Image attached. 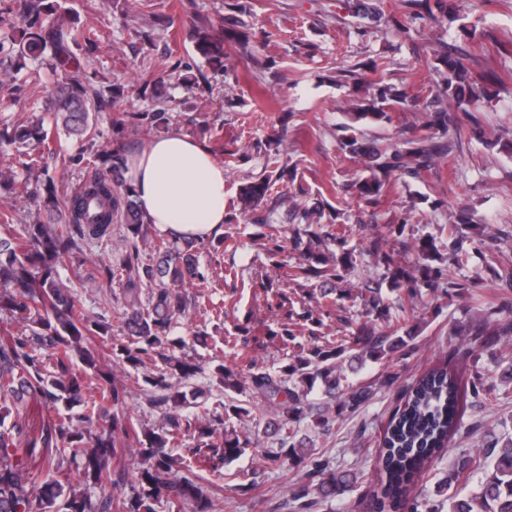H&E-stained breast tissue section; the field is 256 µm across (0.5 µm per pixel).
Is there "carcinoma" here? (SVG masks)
Instances as JSON below:
<instances>
[{
    "label": "carcinoma",
    "instance_id": "1",
    "mask_svg": "<svg viewBox=\"0 0 512 512\" xmlns=\"http://www.w3.org/2000/svg\"><path fill=\"white\" fill-rule=\"evenodd\" d=\"M228 14L200 16L193 36L194 52L217 70L226 67L224 42L242 33L239 16L246 13L241 0L226 4ZM402 14L396 18L398 31L419 20L448 17V0H400ZM19 18L23 26L16 27ZM450 18V17H448ZM457 17L450 18L454 22ZM96 42L95 33L84 27L66 7V0H11L0 12V54L3 58L32 57L47 62L53 81L41 75L28 82L30 95L48 91L52 108L24 124L0 129V150L15 153L18 165L35 176L37 206L53 215L51 224H8L6 209L0 210V313L21 327V333L0 338V512H112V497H93L70 483L43 477L50 469L72 467L106 491L119 483L109 459L117 450H126L129 426L123 404L126 383L104 372L89 337L108 336L112 362L151 403L168 406L165 424L137 440L133 454L138 458L137 476L127 500V512H155V503L166 490L181 499L189 512H222L203 472L218 463L228 464L240 457L252 441L237 432L230 420L245 421L252 409L243 403H229L214 414L199 401L202 392L181 390L178 382L202 373V367L186 354L189 343L175 336L178 319L188 306L186 289L198 288L214 277H230L233 269L221 263L203 265L197 240H156L148 236V224L137 209L133 189L123 178V145L104 147L96 155L94 170L81 191L69 194L61 183L42 174L43 154L61 133L74 137L75 152L58 157L63 167L84 159L85 143L96 129L98 114L111 109L124 96L125 86L95 84L87 68L92 61L80 60L77 51ZM437 64L429 70L425 86L429 93L423 103L425 133L399 143L378 144L352 125L342 126L343 149L368 158L370 176L359 182L357 194L365 203L376 200L393 175L417 177L436 160L452 154L466 137L462 127L448 136L450 106L467 105L475 112L485 97L484 86L470 80V58L443 49ZM388 63L373 61L375 80L367 87L369 102L360 103L356 119L372 123L390 120L394 105L407 102V93L384 83ZM163 109L114 112L112 134L121 139L125 131L145 132L168 125ZM295 173L278 154L266 156L265 170L257 179L241 187L250 201H260L278 182L294 183ZM124 220L123 261L119 265L101 263L99 277L120 288L118 302L126 316L113 335L111 325L88 315L80 305L74 286L63 281L60 270L80 256L93 241L111 236L112 220ZM291 228L294 249L303 242L317 243L339 252L326 255L312 251L304 261L291 264L288 252L278 244L286 231L280 224L263 222L260 236L273 244L268 258L291 280L332 282L352 264L346 248L347 230H336V208L311 220L307 211L295 215ZM453 255L462 261L464 241L457 224L446 225ZM490 279L505 291H512V268L487 266ZM365 302L378 317L386 318L390 307L382 289L366 288ZM279 308L285 310L281 328L275 335L283 343L296 339L288 328V297L280 294ZM508 316H503V313ZM419 327L402 318V325L390 334L360 329L335 343L324 338L300 350L278 370L257 371L256 361L247 351L237 353L239 367L213 366L212 373L224 389L262 397L274 407V418H256L255 426L276 436L279 448L263 456L271 467L303 470L307 483L290 486L288 503L292 512L349 492L359 476L335 470L313 457L304 440L297 438L294 424L304 415V401L315 382L323 392L338 400L341 409H353L369 400V392L346 383L342 361L363 364L383 360L413 347ZM512 336V299L486 308L466 328L469 349L484 350L497 340ZM499 383L483 373L462 381L448 367L433 369L413 381L404 391L401 404L385 429L381 462L384 491L376 499L377 512L387 509L407 512H441L430 496L407 501L408 482L416 475L438 466L448 436L461 429L468 399L493 398L498 384L512 382V363L498 374ZM47 410L39 428L30 429L20 417L29 398ZM184 446L192 452V467L164 449ZM475 472L480 480L470 494L458 492V485ZM448 494V512H512V436L485 442L482 452H459L448 456V470L436 482V495Z\"/></svg>",
    "mask_w": 512,
    "mask_h": 512
}]
</instances>
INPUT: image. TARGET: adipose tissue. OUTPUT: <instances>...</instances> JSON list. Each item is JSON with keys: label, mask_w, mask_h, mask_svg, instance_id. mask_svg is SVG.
Returning a JSON list of instances; mask_svg holds the SVG:
<instances>
[{"label": "adipose tissue", "mask_w": 512, "mask_h": 512, "mask_svg": "<svg viewBox=\"0 0 512 512\" xmlns=\"http://www.w3.org/2000/svg\"><path fill=\"white\" fill-rule=\"evenodd\" d=\"M126 165L137 205L159 232L205 240L223 229L224 168L199 141L172 131L127 155Z\"/></svg>", "instance_id": "ef3b65f1"}]
</instances>
